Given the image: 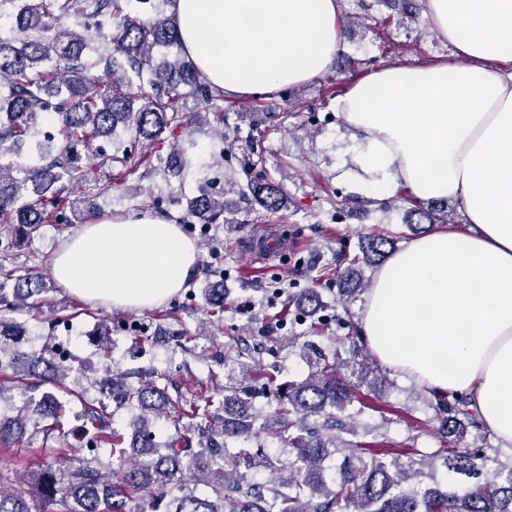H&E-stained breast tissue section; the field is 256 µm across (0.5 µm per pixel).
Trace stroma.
Wrapping results in <instances>:
<instances>
[{
  "mask_svg": "<svg viewBox=\"0 0 512 512\" xmlns=\"http://www.w3.org/2000/svg\"><path fill=\"white\" fill-rule=\"evenodd\" d=\"M342 42L330 68L316 80L284 88L281 95L258 103L239 97L224 124L212 116L193 121L178 137L147 144L154 155H167L175 146L196 143L204 153L224 156L222 167L210 174L224 187V221L211 237L201 239L198 261L184 288L148 310L102 309L91 304L90 315L61 323L62 315L82 306V299L57 284L52 258L64 242L81 229L83 216L69 224H45L18 237L16 246L0 254V265L16 275L40 273L51 290L41 302L39 317L14 313L35 343L68 341L65 379L68 388L99 401L98 381L104 367L93 355L96 313L105 312L112 326L108 342L112 367L128 383H147L164 375L168 396L176 405L193 404L201 391L214 399L233 382L239 395L256 412L276 406L272 391L242 374L246 362L271 375L275 382L299 381L308 367L303 350L351 358L369 354L364 338L353 335L367 290L380 264L362 258L367 236L380 234L391 242L390 252L404 249L417 237L435 232V225L411 217L404 189L374 198L356 193L345 173L354 165L362 136L337 109V101L367 72L393 64H425L450 58L452 49L426 20L402 18L394 0H341ZM260 156L270 178L282 186L287 203L275 214L256 206L243 167L248 154ZM194 165L182 172L160 164L124 175L102 170L96 177L104 191L96 198L103 216L132 211L163 210L175 222L186 220V205L204 187L206 174ZM287 240L288 248L271 260L254 259L250 242L268 228ZM353 269L345 279V269ZM224 291V307L208 301L210 289ZM317 295L319 308L308 312L302 299ZM360 390L365 403H352L343 415L342 441L382 443L391 448H415L426 454L452 447L434 410L420 399V387L374 364ZM41 434H30L23 445L0 447V486L8 488L35 469L45 455ZM228 455L251 454L249 482L267 485L268 461L288 463V441L265 434L226 441Z\"/></svg>",
  "mask_w": 512,
  "mask_h": 512,
  "instance_id": "stroma-1",
  "label": "stroma"
}]
</instances>
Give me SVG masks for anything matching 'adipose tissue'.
Wrapping results in <instances>:
<instances>
[{
    "mask_svg": "<svg viewBox=\"0 0 512 512\" xmlns=\"http://www.w3.org/2000/svg\"><path fill=\"white\" fill-rule=\"evenodd\" d=\"M185 53L226 97L270 96L322 75L341 42L340 0H171ZM451 60L373 70L337 102L365 136L360 191L405 187L465 206V229L415 239L367 292L360 327L393 373L464 394L512 445V0H425ZM197 263L178 225L148 212L97 218L52 263L72 294L146 310Z\"/></svg>",
    "mask_w": 512,
    "mask_h": 512,
    "instance_id": "ef3b65f1",
    "label": "adipose tissue"
}]
</instances>
